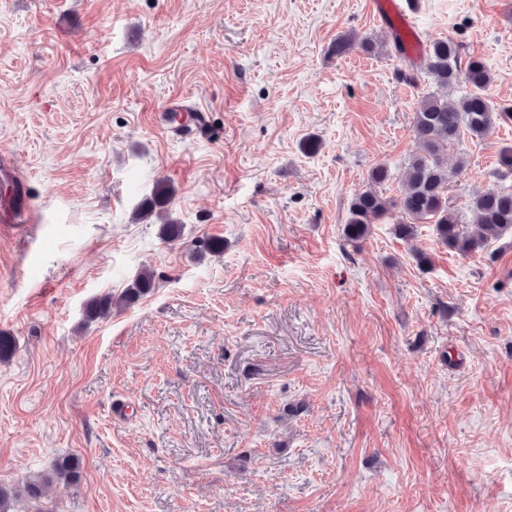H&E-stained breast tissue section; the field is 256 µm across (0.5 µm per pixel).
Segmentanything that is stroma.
Listing matches in <instances>:
<instances>
[{"label":"stroma","instance_id":"stroma-1","mask_svg":"<svg viewBox=\"0 0 512 512\" xmlns=\"http://www.w3.org/2000/svg\"><path fill=\"white\" fill-rule=\"evenodd\" d=\"M420 2V37L512 107V0ZM348 33L390 38L367 0H0L29 214L0 223V483L74 454L50 512H512V237L465 257L394 210L346 242L373 166L399 196L434 89L424 62L336 56ZM182 96L202 129L160 124ZM510 145L512 119L449 152L455 223L512 189ZM161 178L175 245L132 219ZM145 266L147 296L86 321Z\"/></svg>","mask_w":512,"mask_h":512}]
</instances>
